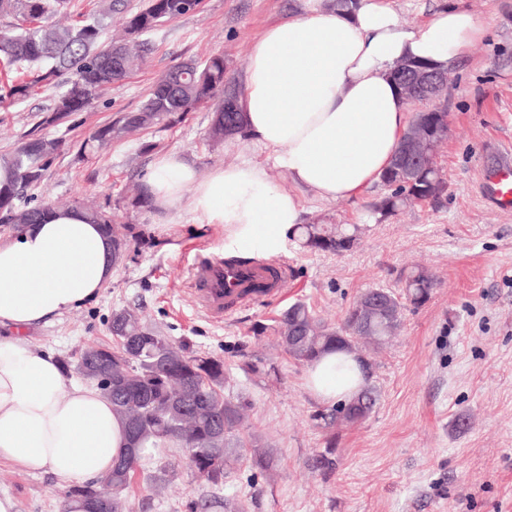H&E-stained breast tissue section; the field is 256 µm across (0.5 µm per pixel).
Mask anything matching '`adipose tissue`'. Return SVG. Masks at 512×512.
<instances>
[{
    "label": "adipose tissue",
    "instance_id": "obj_1",
    "mask_svg": "<svg viewBox=\"0 0 512 512\" xmlns=\"http://www.w3.org/2000/svg\"><path fill=\"white\" fill-rule=\"evenodd\" d=\"M482 30L454 6L409 28L389 0L313 8L268 27L250 51L238 109L248 136L295 192L273 186L258 163L227 165L201 180L167 155L147 179L154 203L165 210L187 203L202 229L223 225L226 251H284L302 224L298 190L357 199L391 164L410 122L392 78L396 64L448 67ZM111 251L110 237L77 207L52 209L41 223L0 236V460L61 488L110 472L126 446L125 426L96 385L68 375L27 334L96 300L112 280ZM365 373L353 355L330 353L308 369L307 386L334 403L356 392Z\"/></svg>",
    "mask_w": 512,
    "mask_h": 512
}]
</instances>
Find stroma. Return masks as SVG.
I'll use <instances>...</instances> for the list:
<instances>
[{
	"label": "stroma",
	"instance_id": "35a3bbf8",
	"mask_svg": "<svg viewBox=\"0 0 512 512\" xmlns=\"http://www.w3.org/2000/svg\"><path fill=\"white\" fill-rule=\"evenodd\" d=\"M332 0H203L190 15L142 35L145 63L103 89L86 111L51 121L61 87H36L0 101V156L28 138L61 140L44 180L26 195L38 203H83L110 216L130 250L98 299L52 324L29 331L32 345L64 359L90 341L111 342L114 311L136 309L193 353L223 357L230 379L224 392L244 400L242 459L223 486L195 478L183 449L170 446L143 458L124 494L126 512H188L192 502H229L232 512H512V212L496 209L479 188L482 170L495 167L499 149L512 145V0H456L487 25L465 55L448 69V138L438 165L447 187L440 203L413 204L372 226L342 255L288 244L277 255L286 295L241 303L217 318L194 293L199 262L224 257V229L199 235L193 214L138 205L145 176L159 157L175 153L199 177L242 160L267 164L251 139L216 144L208 132L215 103L176 122H164L112 139L97 152L81 146L99 129L136 111L154 83L184 60H226L224 84L242 92L253 43L270 25L329 8ZM385 192L374 184L362 200L321 201L300 191L307 224H357ZM437 280L431 299L406 311L396 335L368 351L377 403L364 421L321 428L320 402L306 386V366L296 363L274 336L256 339L297 301L318 318L343 320L368 289H400L414 265ZM257 364L260 374L248 371ZM335 464L316 465L328 438ZM272 447L268 469L253 451ZM173 472L158 488L152 476ZM17 512H64L65 490L47 475L0 461V495Z\"/></svg>",
	"mask_w": 512,
	"mask_h": 512
}]
</instances>
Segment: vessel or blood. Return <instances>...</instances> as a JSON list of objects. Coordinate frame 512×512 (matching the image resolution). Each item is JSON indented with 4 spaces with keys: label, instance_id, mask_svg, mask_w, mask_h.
I'll return each mask as SVG.
<instances>
[{
    "label": "vessel or blood",
    "instance_id": "vessel-or-blood-1",
    "mask_svg": "<svg viewBox=\"0 0 512 512\" xmlns=\"http://www.w3.org/2000/svg\"><path fill=\"white\" fill-rule=\"evenodd\" d=\"M501 162L484 170L480 190L494 207L512 211V146L500 150ZM285 271L263 261L237 269L226 268L219 259L200 263L195 273V292L201 307L215 316L230 313L242 301L284 295Z\"/></svg>",
    "mask_w": 512,
    "mask_h": 512
}]
</instances>
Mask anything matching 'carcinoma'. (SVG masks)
<instances>
[{"label":"carcinoma","mask_w":512,"mask_h":512,"mask_svg":"<svg viewBox=\"0 0 512 512\" xmlns=\"http://www.w3.org/2000/svg\"><path fill=\"white\" fill-rule=\"evenodd\" d=\"M71 8L72 0H0V14L17 20L11 28L0 31V58L21 64L32 74L31 81L12 86L10 94L25 97L32 87L56 85L58 78L64 76L66 90L54 111L66 116L84 111L103 87L116 82L112 64H117L124 76L134 69L146 48L142 43L137 44L136 51L131 48L133 30L146 32L188 13L184 0H147L136 12L127 11L126 0H105L96 13L87 17L79 14L66 27L52 22L58 15L71 14ZM114 13L127 14L128 34L125 39L111 42L120 52L116 60L102 55L99 46L101 31ZM225 70L222 55L212 56L203 64L189 60L175 65L156 82L137 111L128 113L115 126L100 129L84 149L92 151L95 144L126 130L151 127L178 113L190 112L219 94L235 97V93L224 90ZM413 121L442 126V140L435 149L427 150L426 156L409 162L415 171V182H394L390 193L369 207L370 221L379 223L399 207L436 201L445 191L437 156L448 137V112H420ZM242 134L241 113L217 108L210 136L222 141ZM60 147L57 139L33 137L13 153L0 157L1 224H35L47 214L42 204L21 208L18 202L27 187L43 180ZM86 213L93 222L107 226L112 249L119 244L129 247V241L109 217L93 209ZM366 230L365 224H305L297 239L306 249L342 254ZM435 286L429 270L415 266L406 274L400 292L379 287L373 301L360 295L336 326L321 321L305 303L297 301L282 312L273 332L278 345L307 366L330 352H355L359 339L380 348L400 328L404 312L425 305ZM111 332L112 343H88L76 361L66 360L64 366L67 372L95 384L112 401L113 412L125 424L128 446L112 470L98 480L110 493L75 486L66 497L94 496L112 502V512H124L122 494L145 453L167 444L186 452L189 467L198 478L214 486L224 484L239 460L232 445L239 440L245 407L241 401L224 395V359L187 352L160 329L142 323L130 308L112 313ZM127 356L133 364L131 371L123 374L119 366ZM376 401L375 388L366 384L330 411H315L313 419L326 428L337 420L360 423L371 414Z\"/></svg>","instance_id":"1"}]
</instances>
